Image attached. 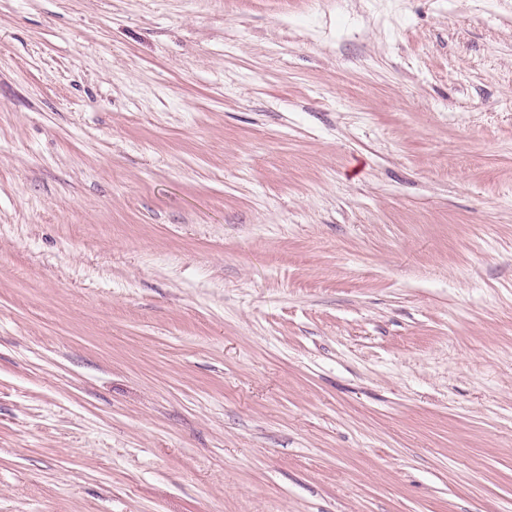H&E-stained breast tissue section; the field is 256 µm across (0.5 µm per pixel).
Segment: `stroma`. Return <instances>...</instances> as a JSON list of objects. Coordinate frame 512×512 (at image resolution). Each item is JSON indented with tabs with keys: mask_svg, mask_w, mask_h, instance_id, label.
<instances>
[{
	"mask_svg": "<svg viewBox=\"0 0 512 512\" xmlns=\"http://www.w3.org/2000/svg\"><path fill=\"white\" fill-rule=\"evenodd\" d=\"M0 512H512V0H0Z\"/></svg>",
	"mask_w": 512,
	"mask_h": 512,
	"instance_id": "obj_1",
	"label": "stroma"
}]
</instances>
